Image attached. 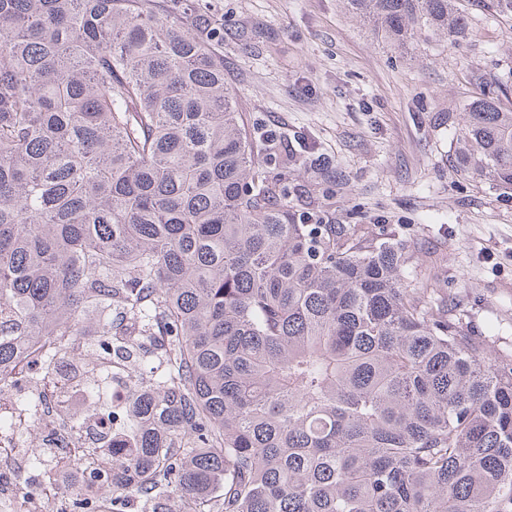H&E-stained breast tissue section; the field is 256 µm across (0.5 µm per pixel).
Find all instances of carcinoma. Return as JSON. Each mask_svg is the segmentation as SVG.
Returning a JSON list of instances; mask_svg holds the SVG:
<instances>
[{
  "instance_id": "obj_1",
  "label": "carcinoma",
  "mask_w": 512,
  "mask_h": 512,
  "mask_svg": "<svg viewBox=\"0 0 512 512\" xmlns=\"http://www.w3.org/2000/svg\"><path fill=\"white\" fill-rule=\"evenodd\" d=\"M405 49L456 0H345ZM196 0H0V392L30 336H161L112 512H512V352L394 236L288 205ZM506 81L451 159L512 188Z\"/></svg>"
}]
</instances>
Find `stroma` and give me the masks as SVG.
<instances>
[{"instance_id": "1", "label": "stroma", "mask_w": 512, "mask_h": 512, "mask_svg": "<svg viewBox=\"0 0 512 512\" xmlns=\"http://www.w3.org/2000/svg\"><path fill=\"white\" fill-rule=\"evenodd\" d=\"M471 36L381 39L343 0H200L224 30V73L251 123L292 143L291 182L336 175L315 192L336 224H373L441 257L434 270L498 352L512 350V190L456 171L449 115L477 79L512 70V5L464 0Z\"/></svg>"}]
</instances>
